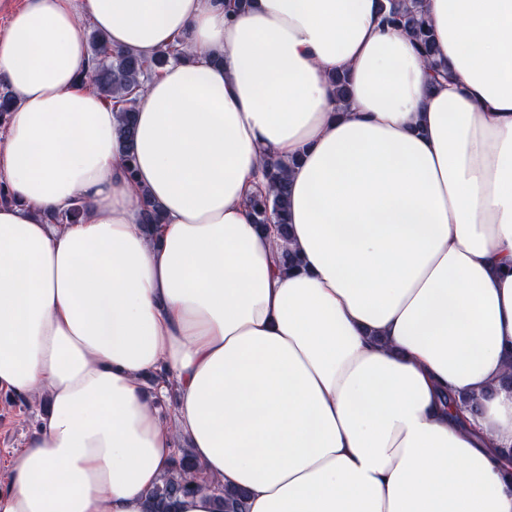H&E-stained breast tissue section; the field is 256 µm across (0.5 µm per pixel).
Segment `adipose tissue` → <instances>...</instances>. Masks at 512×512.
<instances>
[{"label": "adipose tissue", "mask_w": 512, "mask_h": 512, "mask_svg": "<svg viewBox=\"0 0 512 512\" xmlns=\"http://www.w3.org/2000/svg\"><path fill=\"white\" fill-rule=\"evenodd\" d=\"M421 4L436 84L378 0L11 16L0 392L47 409L0 512H147L180 438L247 512H512V0ZM88 25L191 53L140 97L131 177L118 112L76 82ZM267 159L284 240L248 205ZM264 176L269 184L273 185L275 192L272 196L259 194L250 200V208L255 224H269L275 219L277 231L282 239H286L289 232L287 221L288 211V184L285 177L286 166L281 162L267 161L263 168Z\"/></svg>", "instance_id": "ef3b65f1"}]
</instances>
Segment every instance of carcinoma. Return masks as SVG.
<instances>
[{
    "label": "carcinoma",
    "instance_id": "obj_1",
    "mask_svg": "<svg viewBox=\"0 0 512 512\" xmlns=\"http://www.w3.org/2000/svg\"><path fill=\"white\" fill-rule=\"evenodd\" d=\"M381 23L387 28L402 29L414 39L418 51L426 58L434 74L440 73L441 64L436 60V41L432 27L422 12L418 0H385L380 5ZM90 49L89 67L78 75L80 82H91L97 93L120 112V136L132 141L135 133V112L144 83L157 75L172 61L185 58L182 41L162 50L151 58H143L128 50L112 47L108 36L93 29L88 35ZM264 176L273 185V195L259 194L250 200L256 224L275 221L281 238L288 236V184L286 166L277 161H267ZM164 215L158 204L144 202L143 223L160 224ZM197 463L187 449L173 459L171 473L164 477L148 497V512H172L177 500L201 491L212 493L216 512H246V495L242 491L224 490L217 483L199 480L193 471Z\"/></svg>",
    "mask_w": 512,
    "mask_h": 512
}]
</instances>
